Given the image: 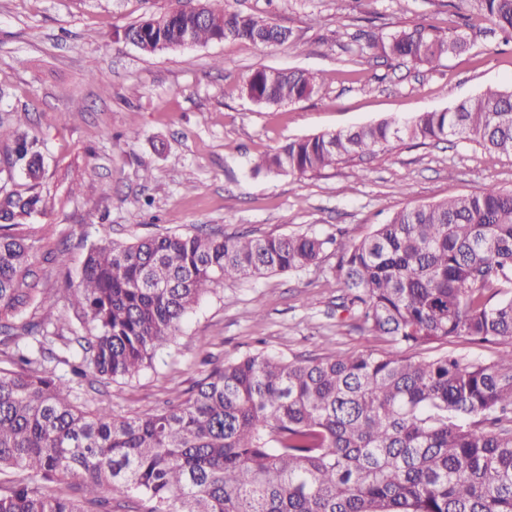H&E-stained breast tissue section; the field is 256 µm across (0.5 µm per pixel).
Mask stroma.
I'll use <instances>...</instances> for the list:
<instances>
[{
    "mask_svg": "<svg viewBox=\"0 0 512 512\" xmlns=\"http://www.w3.org/2000/svg\"><path fill=\"white\" fill-rule=\"evenodd\" d=\"M449 0H228L292 29L297 44L210 42L143 53L124 37L168 0H0V115L21 116L44 140L49 244L65 266L43 263L58 295L51 317H75V287L90 244L167 232L224 236L314 233L358 240L410 203L485 186L512 187V157L466 142L401 144L363 165L319 176L253 174L250 163L288 141L410 117L489 86L512 90V41L465 27ZM431 24L474 47L427 67L360 52V32ZM325 75L305 101L264 106L245 93L259 68ZM105 73L108 88L92 81ZM324 253L307 270L217 286L175 340L129 381L88 378L76 403L117 414L163 409L216 365L257 352L291 359L390 345L337 310L341 290Z\"/></svg>",
    "mask_w": 512,
    "mask_h": 512,
    "instance_id": "35a3bbf8",
    "label": "stroma"
}]
</instances>
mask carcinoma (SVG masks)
I'll return each instance as SVG.
<instances>
[{"mask_svg": "<svg viewBox=\"0 0 512 512\" xmlns=\"http://www.w3.org/2000/svg\"><path fill=\"white\" fill-rule=\"evenodd\" d=\"M198 11L152 13L125 32L145 53L238 40L278 45L293 32L268 17ZM512 38V0H459ZM471 47L433 25L367 37L361 50L431 66ZM323 77L255 70L246 83L265 106L315 95ZM450 138L512 156V91L487 89L439 111L291 140L253 172L318 175L395 144ZM44 155L14 119L0 117V512H512V353L479 361L455 352H329L290 360L259 352L214 367L186 398L131 416L86 410L73 378L132 379L176 337L220 283L301 271L336 244L337 307L393 347L512 344V190L488 186L410 204L350 244L315 234L220 238L171 233L132 244L107 238L87 251L68 290L78 349L54 352L45 320L25 319L53 297L35 262L47 213L37 191ZM30 182L8 187L14 174Z\"/></svg>", "mask_w": 512, "mask_h": 512, "instance_id": "obj_1", "label": "carcinoma"}]
</instances>
